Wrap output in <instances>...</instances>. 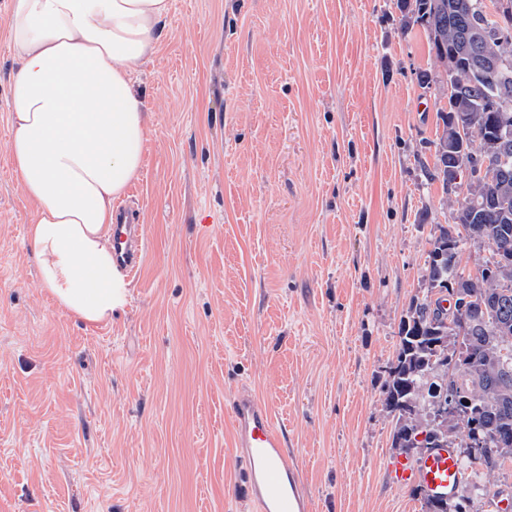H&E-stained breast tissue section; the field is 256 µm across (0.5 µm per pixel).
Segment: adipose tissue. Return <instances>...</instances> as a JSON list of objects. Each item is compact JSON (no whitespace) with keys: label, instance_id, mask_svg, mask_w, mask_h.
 I'll use <instances>...</instances> for the list:
<instances>
[{"label":"adipose tissue","instance_id":"ef3b65f1","mask_svg":"<svg viewBox=\"0 0 512 512\" xmlns=\"http://www.w3.org/2000/svg\"><path fill=\"white\" fill-rule=\"evenodd\" d=\"M171 0H12L9 153L35 208L27 234L44 289L95 325L126 294L113 206L139 178L149 134L134 76Z\"/></svg>","mask_w":512,"mask_h":512}]
</instances>
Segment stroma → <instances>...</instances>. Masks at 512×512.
<instances>
[{
    "mask_svg": "<svg viewBox=\"0 0 512 512\" xmlns=\"http://www.w3.org/2000/svg\"><path fill=\"white\" fill-rule=\"evenodd\" d=\"M397 0H171L135 78L147 249L106 324L63 312L8 151L0 0V512H253L229 418L268 401L314 512H422L381 400L450 223L444 68Z\"/></svg>",
    "mask_w": 512,
    "mask_h": 512,
    "instance_id": "stroma-1",
    "label": "stroma"
}]
</instances>
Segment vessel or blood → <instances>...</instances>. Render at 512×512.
<instances>
[{"label":"vessel or blood","instance_id":"obj_1","mask_svg":"<svg viewBox=\"0 0 512 512\" xmlns=\"http://www.w3.org/2000/svg\"><path fill=\"white\" fill-rule=\"evenodd\" d=\"M112 256L119 270L136 274L143 250L144 226L136 212H114ZM233 446L248 471L247 492L254 512H312L309 496L301 488L295 468L284 449L282 430L274 421L269 403L252 393L232 402ZM394 481L419 485L433 497L457 496L462 486L461 459L454 449L436 448L421 459L397 456L390 464Z\"/></svg>","mask_w":512,"mask_h":512}]
</instances>
